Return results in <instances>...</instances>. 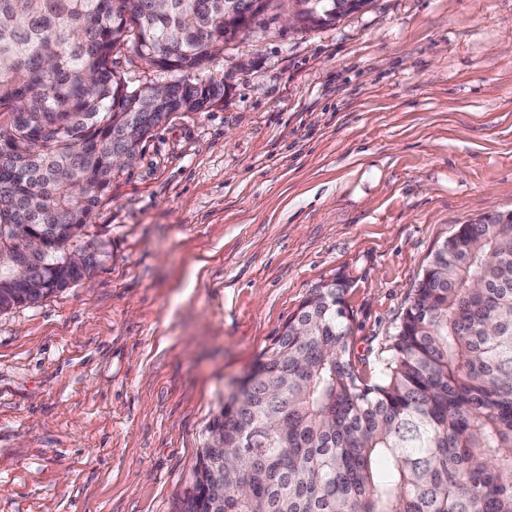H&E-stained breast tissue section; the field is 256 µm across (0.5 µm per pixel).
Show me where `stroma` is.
<instances>
[{
	"mask_svg": "<svg viewBox=\"0 0 512 512\" xmlns=\"http://www.w3.org/2000/svg\"><path fill=\"white\" fill-rule=\"evenodd\" d=\"M93 210L88 280L0 310V512H184L233 381L343 278L376 372L434 250L512 212V0L270 6ZM305 28L335 25L351 13L366 7L370 0H296Z\"/></svg>",
	"mask_w": 512,
	"mask_h": 512,
	"instance_id": "35a3bbf8",
	"label": "stroma"
}]
</instances>
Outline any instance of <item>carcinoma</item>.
Here are the masks:
<instances>
[{"label":"carcinoma","mask_w":512,"mask_h":512,"mask_svg":"<svg viewBox=\"0 0 512 512\" xmlns=\"http://www.w3.org/2000/svg\"><path fill=\"white\" fill-rule=\"evenodd\" d=\"M304 27L370 0H296ZM224 0H0V258L32 213L45 292L6 281L0 310L51 296L112 178L222 82L129 86L118 57L193 70L237 38ZM338 279L311 290L206 429L186 512H512V224H461L412 289L376 378L351 355ZM224 469V483L215 473Z\"/></svg>","instance_id":"1"}]
</instances>
